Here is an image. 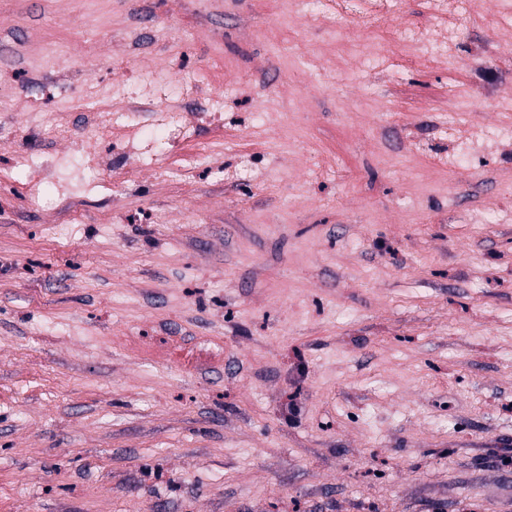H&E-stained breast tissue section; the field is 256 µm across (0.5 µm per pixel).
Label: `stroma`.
Returning a JSON list of instances; mask_svg holds the SVG:
<instances>
[{
    "label": "stroma",
    "instance_id": "35a3bbf8",
    "mask_svg": "<svg viewBox=\"0 0 512 512\" xmlns=\"http://www.w3.org/2000/svg\"><path fill=\"white\" fill-rule=\"evenodd\" d=\"M336 2L0 0V173L70 159L0 187V512H512V140L437 165L452 85L466 126L512 123L498 9L473 0L454 59L369 67L366 27L426 0ZM218 60L222 123L187 96L172 150L223 178L73 155L112 85ZM58 109L72 131H42ZM330 2L324 0H295V15L299 20L307 21L314 16L325 17L330 9Z\"/></svg>",
    "mask_w": 512,
    "mask_h": 512
}]
</instances>
